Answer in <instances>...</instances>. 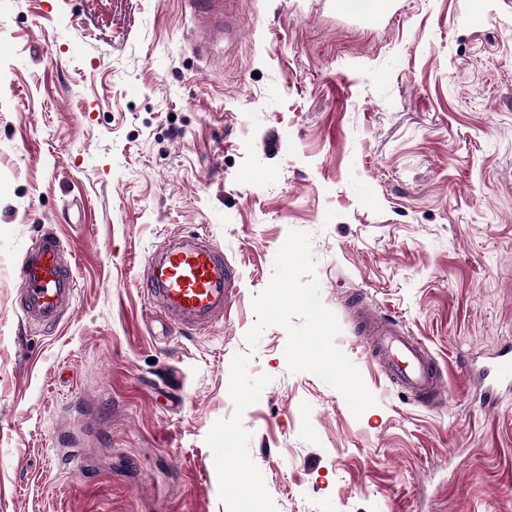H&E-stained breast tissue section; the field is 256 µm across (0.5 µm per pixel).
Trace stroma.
Returning a JSON list of instances; mask_svg holds the SVG:
<instances>
[{
    "label": "stroma",
    "instance_id": "1",
    "mask_svg": "<svg viewBox=\"0 0 512 512\" xmlns=\"http://www.w3.org/2000/svg\"><path fill=\"white\" fill-rule=\"evenodd\" d=\"M51 226L77 294L42 334L14 270ZM292 230L362 415L290 371L284 327L245 343ZM195 233L240 294L165 338L138 282ZM355 294L425 343L441 403L373 363ZM509 343L512 0H241L229 44L187 0H0V512H226L206 438L244 353L271 378L242 424L276 512H512V394L483 407L460 374Z\"/></svg>",
    "mask_w": 512,
    "mask_h": 512
}]
</instances>
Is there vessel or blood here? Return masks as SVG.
<instances>
[{
  "mask_svg": "<svg viewBox=\"0 0 512 512\" xmlns=\"http://www.w3.org/2000/svg\"><path fill=\"white\" fill-rule=\"evenodd\" d=\"M209 38H231L240 0H197ZM22 284L18 310L25 326L58 325L75 301V281L62 238L40 233L15 270ZM153 315L163 326L184 335L223 322L239 290L235 267L209 238L184 235L165 240L145 263L141 282ZM356 335L368 345L380 371L404 393L430 406L444 396L441 368L426 346L400 322L377 314L356 299ZM481 399L493 406L500 392H512V347L500 350Z\"/></svg>",
  "mask_w": 512,
  "mask_h": 512,
  "instance_id": "b4317fda",
  "label": "vessel or blood"
}]
</instances>
